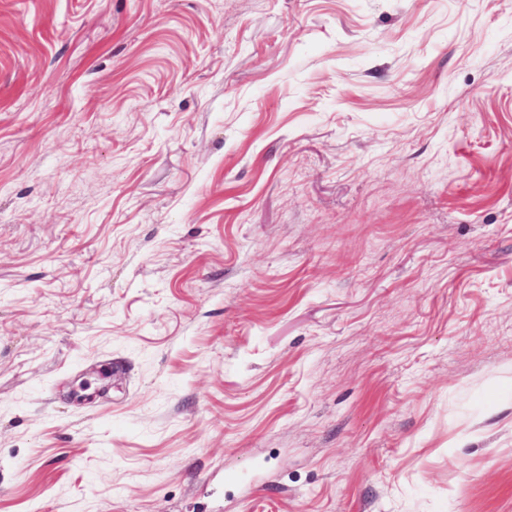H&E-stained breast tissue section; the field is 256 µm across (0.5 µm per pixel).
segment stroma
Returning a JSON list of instances; mask_svg holds the SVG:
<instances>
[{"label": "stroma", "instance_id": "35a3bbf8", "mask_svg": "<svg viewBox=\"0 0 512 512\" xmlns=\"http://www.w3.org/2000/svg\"><path fill=\"white\" fill-rule=\"evenodd\" d=\"M0 512H512V0H0Z\"/></svg>", "mask_w": 512, "mask_h": 512}]
</instances>
